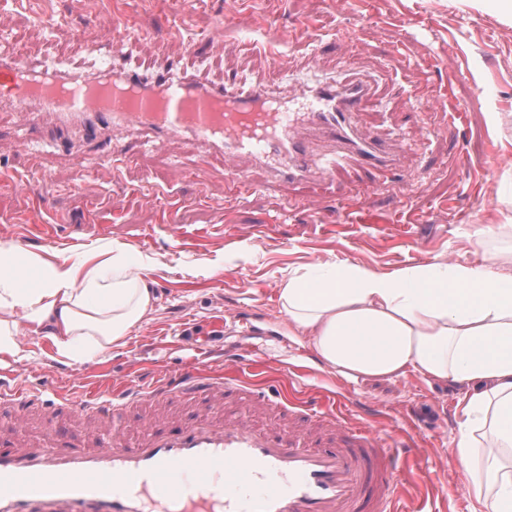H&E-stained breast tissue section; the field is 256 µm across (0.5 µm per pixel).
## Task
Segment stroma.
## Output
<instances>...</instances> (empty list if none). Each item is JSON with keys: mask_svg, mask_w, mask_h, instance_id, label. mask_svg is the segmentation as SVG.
Masks as SVG:
<instances>
[{"mask_svg": "<svg viewBox=\"0 0 512 512\" xmlns=\"http://www.w3.org/2000/svg\"><path fill=\"white\" fill-rule=\"evenodd\" d=\"M117 28L126 68L156 70L182 58L208 83L236 77L240 86L283 91L341 79L346 71L374 86L356 121L367 133L405 146L395 172L351 168L335 183L271 180L252 167V190L231 187L224 159L188 139L157 149L139 138L120 151L108 144L60 146L39 130L20 133L0 112V238L61 225L58 243L33 245L53 260L81 259L89 247H132L155 261L154 311L125 345L90 361L70 363L76 390L106 378L159 377L205 359L211 342L240 350L251 343L229 312L248 318L271 344L257 369L269 388L308 391L322 386L354 392L361 422L382 435L413 437L419 448L409 480L416 512H472L465 476L449 457L456 427L455 389L410 375L348 381L322 368L307 345L290 336L279 285L293 271L347 260L390 271L436 256L480 263L503 238H481L500 193L512 195V27L448 0H357L341 11L336 0H0V49L32 65L80 68L107 52L105 26ZM307 27L311 41H284L283 62L246 48L282 30ZM338 37L336 48L314 41ZM219 46L206 50L205 42ZM447 95L467 114L462 124L427 97ZM97 160L86 168L80 153ZM372 212L389 224L418 221L416 237L382 233L372 224L343 225L345 214ZM188 239L174 242L168 215ZM340 225L329 234L321 223ZM275 225L271 234L262 227ZM18 356H0V372L38 375L54 364L55 348L41 334L19 338Z\"/></svg>", "mask_w": 512, "mask_h": 512, "instance_id": "35a3bbf8", "label": "stroma"}]
</instances>
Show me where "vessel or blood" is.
I'll list each match as a JSON object with an SVG mask.
<instances>
[{
    "instance_id": "obj_1",
    "label": "vessel or blood",
    "mask_w": 512,
    "mask_h": 512,
    "mask_svg": "<svg viewBox=\"0 0 512 512\" xmlns=\"http://www.w3.org/2000/svg\"><path fill=\"white\" fill-rule=\"evenodd\" d=\"M357 77L316 88L273 93L235 80L207 84L180 60L145 76L125 68L48 73L0 52V102L18 111L20 127L35 114H55L50 137L71 133L96 141L143 131L155 146L189 135L223 153L232 183L248 186L244 160L276 180L312 177L314 136L328 140L347 163L365 170L397 168L395 147L361 133L353 120L369 94ZM68 370L46 369L37 387L0 376V404L19 427L35 416L51 428L32 438L0 434V512H404L406 486L399 461L409 444L387 441L337 410L324 391L307 398L237 381L235 392L255 409L285 415L287 423L256 425L224 412L225 382L193 362L146 386L128 380L97 392L66 393ZM200 401L189 418L147 422L135 438L115 427L130 408ZM87 422L84 436L70 423Z\"/></svg>"
}]
</instances>
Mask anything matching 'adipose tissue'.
Listing matches in <instances>:
<instances>
[{"mask_svg": "<svg viewBox=\"0 0 512 512\" xmlns=\"http://www.w3.org/2000/svg\"><path fill=\"white\" fill-rule=\"evenodd\" d=\"M148 262L102 246L47 262L0 243V354L46 331L57 357L86 362L151 313ZM282 311L324 365L348 380L411 373L463 389L449 456L483 512H512V246L481 263L445 258L384 272L336 260L292 273Z\"/></svg>", "mask_w": 512, "mask_h": 512, "instance_id": "adipose-tissue-1", "label": "adipose tissue"}]
</instances>
